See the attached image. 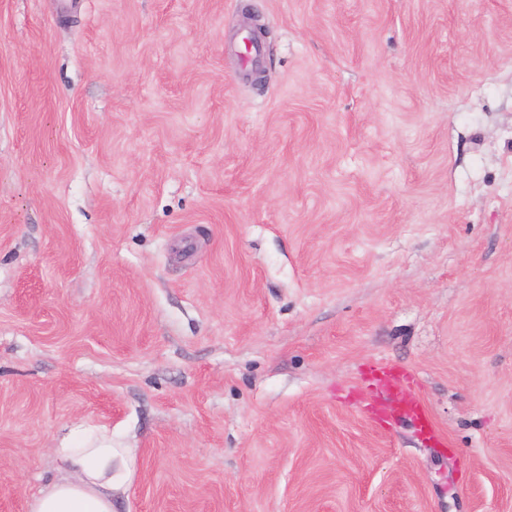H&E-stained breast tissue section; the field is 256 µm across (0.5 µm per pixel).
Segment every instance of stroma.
I'll return each mask as SVG.
<instances>
[{
  "mask_svg": "<svg viewBox=\"0 0 512 512\" xmlns=\"http://www.w3.org/2000/svg\"><path fill=\"white\" fill-rule=\"evenodd\" d=\"M73 430L112 512H512V0H0V512Z\"/></svg>",
  "mask_w": 512,
  "mask_h": 512,
  "instance_id": "1",
  "label": "stroma"
}]
</instances>
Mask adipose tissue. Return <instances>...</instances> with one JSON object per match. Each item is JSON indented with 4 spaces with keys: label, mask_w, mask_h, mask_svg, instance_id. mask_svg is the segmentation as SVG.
I'll return each mask as SVG.
<instances>
[{
    "label": "adipose tissue",
    "mask_w": 512,
    "mask_h": 512,
    "mask_svg": "<svg viewBox=\"0 0 512 512\" xmlns=\"http://www.w3.org/2000/svg\"><path fill=\"white\" fill-rule=\"evenodd\" d=\"M61 466L28 502V512H112L117 451L110 439L73 432L58 448Z\"/></svg>",
    "instance_id": "obj_1"
}]
</instances>
